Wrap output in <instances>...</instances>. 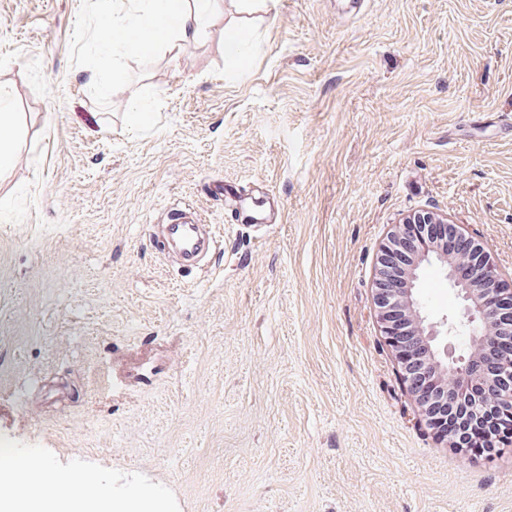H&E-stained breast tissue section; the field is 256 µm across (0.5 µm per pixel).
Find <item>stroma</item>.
Listing matches in <instances>:
<instances>
[{
	"label": "stroma",
	"mask_w": 512,
	"mask_h": 512,
	"mask_svg": "<svg viewBox=\"0 0 512 512\" xmlns=\"http://www.w3.org/2000/svg\"><path fill=\"white\" fill-rule=\"evenodd\" d=\"M144 7L0 0V444L136 512H512V449L436 440L375 301L422 210L512 276V0H220L178 49L107 46ZM185 206L191 268L155 243ZM420 292L455 316L439 265ZM14 124V112L0 113V177L6 175L12 165L16 144L9 138L2 137V131L9 130Z\"/></svg>",
	"instance_id": "stroma-1"
}]
</instances>
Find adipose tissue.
Instances as JSON below:
<instances>
[{
	"label": "adipose tissue",
	"instance_id": "1",
	"mask_svg": "<svg viewBox=\"0 0 512 512\" xmlns=\"http://www.w3.org/2000/svg\"><path fill=\"white\" fill-rule=\"evenodd\" d=\"M219 0H148L130 27L133 38L117 35L116 43L136 50L159 41L175 47L194 41ZM82 480L43 469L29 458L0 464V512H112V501H86Z\"/></svg>",
	"mask_w": 512,
	"mask_h": 512
}]
</instances>
